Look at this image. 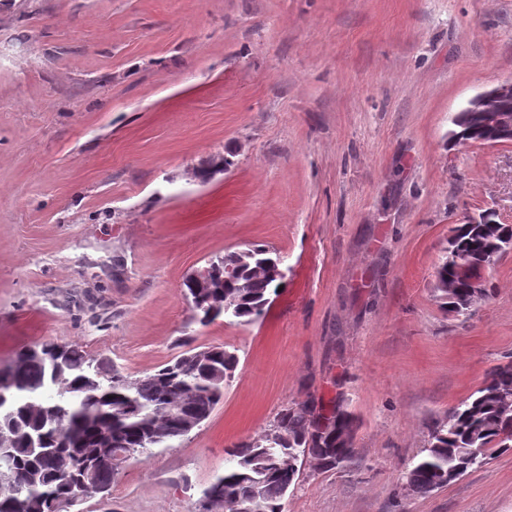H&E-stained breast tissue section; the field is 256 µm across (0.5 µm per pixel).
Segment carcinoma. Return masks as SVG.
Instances as JSON below:
<instances>
[{
	"label": "carcinoma",
	"mask_w": 512,
	"mask_h": 512,
	"mask_svg": "<svg viewBox=\"0 0 512 512\" xmlns=\"http://www.w3.org/2000/svg\"><path fill=\"white\" fill-rule=\"evenodd\" d=\"M493 214L475 224H457L434 271V292L449 311L469 319L475 303L469 286L456 282L448 301V280L466 262L491 268L512 250V227L490 224ZM497 243L496 258L488 249ZM236 269L234 279L216 288L205 281L184 284L203 325L224 315L249 322L262 316L285 284L284 257L264 244L224 251L214 260ZM238 364L222 346L189 349L139 378L88 354L78 345L41 344L20 349L0 368V429L11 437L9 466L0 469V512H62L83 501L82 480L92 479L105 493L118 466L114 456L130 448L145 454L186 436L181 420L170 416L179 406L188 418L207 420L224 397ZM358 418L339 404L313 398L282 409L260 438L227 452L229 465L204 489L207 512H221L253 494L265 512H283L282 501L299 477L306 457L326 460V469L354 459L344 437L355 435ZM485 454L474 456L472 449ZM512 449V360L494 367L473 398L454 408L431 430L421 457L405 474L410 491L427 495L440 476L464 474L495 453Z\"/></svg>",
	"instance_id": "cac0c4a2"
}]
</instances>
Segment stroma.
I'll return each mask as SVG.
<instances>
[{"label":"stroma","instance_id":"35a3bbf8","mask_svg":"<svg viewBox=\"0 0 512 512\" xmlns=\"http://www.w3.org/2000/svg\"><path fill=\"white\" fill-rule=\"evenodd\" d=\"M510 76L512 0H0V365L49 342L133 377L239 359L209 419L65 512H205L227 449L310 396L358 418L354 462L302 466L283 512H512V451L427 495L403 480L512 359V252L465 322L433 278L452 225L512 224V144L448 145ZM254 242L282 291L200 324L185 278Z\"/></svg>","mask_w":512,"mask_h":512}]
</instances>
